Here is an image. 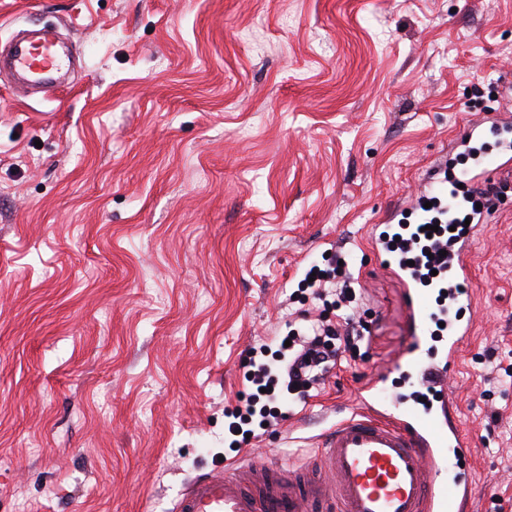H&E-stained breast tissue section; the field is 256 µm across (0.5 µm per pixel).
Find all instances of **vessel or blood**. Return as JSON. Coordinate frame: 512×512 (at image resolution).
<instances>
[{
    "mask_svg": "<svg viewBox=\"0 0 512 512\" xmlns=\"http://www.w3.org/2000/svg\"><path fill=\"white\" fill-rule=\"evenodd\" d=\"M72 64L71 51L53 34H18L0 53V77L21 93L37 87L47 96L64 89L63 74ZM480 165L477 174L454 173V182L474 184L511 170L512 158L486 155ZM485 222V214L474 215L463 237L449 248L442 271L449 308L470 305L464 254L468 236ZM372 241L377 255L393 265L407 285L409 336L396 366L434 393L436 407L418 410L401 396L384 405L374 398L375 385H367L358 392L361 411L320 438L317 454L324 469L319 474L290 470L247 453L194 479L172 512H324L328 507L336 512H467L472 483L448 472L449 457L469 453L448 383L469 327L449 322L442 349L431 348L429 340L441 316L438 306L422 288L416 267L389 255L382 234H373Z\"/></svg>",
    "mask_w": 512,
    "mask_h": 512,
    "instance_id": "b4317fda",
    "label": "vessel or blood"
}]
</instances>
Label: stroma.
<instances>
[{
    "instance_id": "stroma-1",
    "label": "stroma",
    "mask_w": 512,
    "mask_h": 512,
    "mask_svg": "<svg viewBox=\"0 0 512 512\" xmlns=\"http://www.w3.org/2000/svg\"><path fill=\"white\" fill-rule=\"evenodd\" d=\"M51 23L82 68L0 82V512H171L251 451L315 471L320 437L406 342L372 226L471 121L512 113V0H0V44ZM467 253L450 380L471 512H512V173ZM344 256L367 332L303 402L230 413L323 306Z\"/></svg>"
}]
</instances>
